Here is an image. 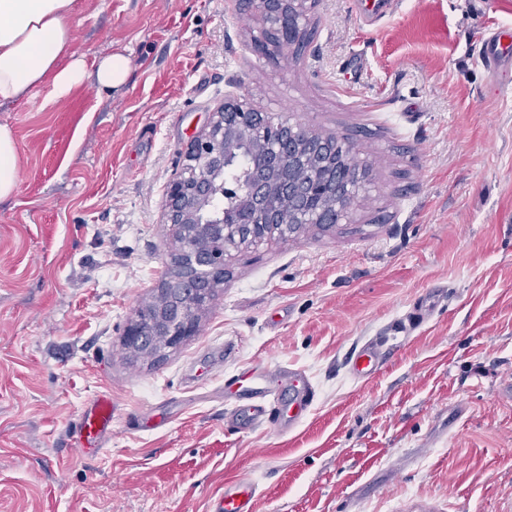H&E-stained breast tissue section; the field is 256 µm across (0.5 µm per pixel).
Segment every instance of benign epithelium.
<instances>
[{
	"instance_id": "benign-epithelium-1",
	"label": "benign epithelium",
	"mask_w": 512,
	"mask_h": 512,
	"mask_svg": "<svg viewBox=\"0 0 512 512\" xmlns=\"http://www.w3.org/2000/svg\"><path fill=\"white\" fill-rule=\"evenodd\" d=\"M262 25L259 49L269 35L282 51L313 0H248ZM255 160L238 193L236 210L226 216L212 207L224 195V170L242 152ZM308 151L322 158L307 181L294 177ZM342 178L344 189L328 191L324 170ZM368 163L334 134L310 129L288 117L255 107L243 95L225 99L208 126L194 139L182 178L167 187L163 223L172 227L169 272L154 299L136 309L123 342L136 355L153 360L177 350L196 334L199 315L224 284L232 252L298 234L302 227H331L349 220L369 191L362 174Z\"/></svg>"
}]
</instances>
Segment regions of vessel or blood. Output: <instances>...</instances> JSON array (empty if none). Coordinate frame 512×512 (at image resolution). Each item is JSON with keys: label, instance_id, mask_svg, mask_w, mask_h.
<instances>
[{"label": "vessel or blood", "instance_id": "b4317fda", "mask_svg": "<svg viewBox=\"0 0 512 512\" xmlns=\"http://www.w3.org/2000/svg\"><path fill=\"white\" fill-rule=\"evenodd\" d=\"M481 59L492 72L512 65V36L497 31L483 41ZM390 339L380 336L356 347L348 360L356 379H371L386 362ZM224 394L235 402L238 428L261 423L275 432L295 430L311 409L316 390L304 372L286 366L272 367L257 360L225 379ZM112 398L101 393L87 403L72 423L74 443L82 452L103 448L112 435ZM257 484L242 476L226 482L222 493L210 503V512H256Z\"/></svg>", "mask_w": 512, "mask_h": 512}]
</instances>
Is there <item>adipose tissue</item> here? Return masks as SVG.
Listing matches in <instances>:
<instances>
[{
    "instance_id": "1",
    "label": "adipose tissue",
    "mask_w": 512,
    "mask_h": 512,
    "mask_svg": "<svg viewBox=\"0 0 512 512\" xmlns=\"http://www.w3.org/2000/svg\"><path fill=\"white\" fill-rule=\"evenodd\" d=\"M73 0H0V104L48 89L51 97L68 96L87 80L116 89L127 78L130 60L117 52L95 72L73 49L70 21ZM18 145L11 128L0 124V202L17 189Z\"/></svg>"
}]
</instances>
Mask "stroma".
<instances>
[{
	"mask_svg": "<svg viewBox=\"0 0 512 512\" xmlns=\"http://www.w3.org/2000/svg\"><path fill=\"white\" fill-rule=\"evenodd\" d=\"M236 0H74L94 81L0 104L19 182L0 202V512H207L254 478L257 512H501L512 502V72L482 38L512 0H402L372 24L317 0L300 53L255 50ZM354 137L371 188L350 221L241 249L195 336L158 363L122 344L166 272L165 191L225 97ZM370 380L345 359L431 290ZM261 359L317 398L279 434L228 426L224 379ZM112 397L96 454L70 424ZM130 68V59L117 52L104 58L97 66L94 74L95 83L101 89H116L122 86ZM423 303L424 302L418 303L414 307L413 312H410L404 321L394 326V329L391 330L393 331V334H405L425 322V313H429L431 311L435 301H431V298H429L425 300V304ZM423 311H425V313H423Z\"/></svg>",
	"mask_w": 512,
	"mask_h": 512,
	"instance_id": "35a3bbf8",
	"label": "stroma"
}]
</instances>
